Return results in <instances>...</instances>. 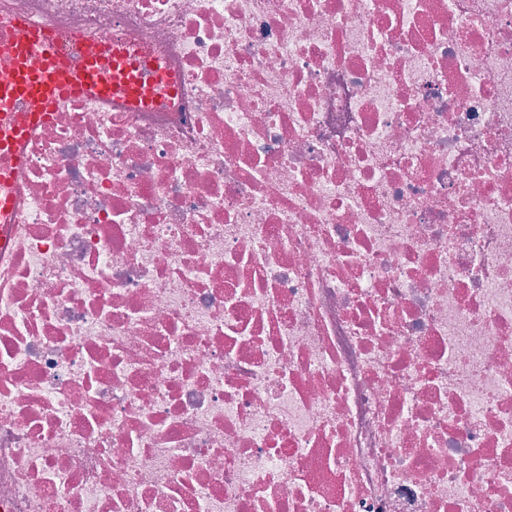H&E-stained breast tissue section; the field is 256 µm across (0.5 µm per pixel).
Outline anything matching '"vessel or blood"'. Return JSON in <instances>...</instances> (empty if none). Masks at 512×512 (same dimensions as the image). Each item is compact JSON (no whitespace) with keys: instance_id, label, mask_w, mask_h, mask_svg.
Instances as JSON below:
<instances>
[{"instance_id":"b4317fda","label":"vessel or blood","mask_w":512,"mask_h":512,"mask_svg":"<svg viewBox=\"0 0 512 512\" xmlns=\"http://www.w3.org/2000/svg\"><path fill=\"white\" fill-rule=\"evenodd\" d=\"M0 60L8 72L0 77V154L22 164L23 149L33 130L49 120L68 98L123 96L139 104L149 100V87L166 83L162 71L142 75L131 62L117 59L104 76L102 55L89 48L79 61L56 52L49 33L18 21L0 34Z\"/></svg>"}]
</instances>
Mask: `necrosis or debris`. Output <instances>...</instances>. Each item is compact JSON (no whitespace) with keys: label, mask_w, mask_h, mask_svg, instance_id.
Wrapping results in <instances>:
<instances>
[{"label":"necrosis or debris","mask_w":512,"mask_h":512,"mask_svg":"<svg viewBox=\"0 0 512 512\" xmlns=\"http://www.w3.org/2000/svg\"><path fill=\"white\" fill-rule=\"evenodd\" d=\"M12 20L173 90L8 186L0 512H512V0Z\"/></svg>","instance_id":"necrosis-or-debris-1"}]
</instances>
